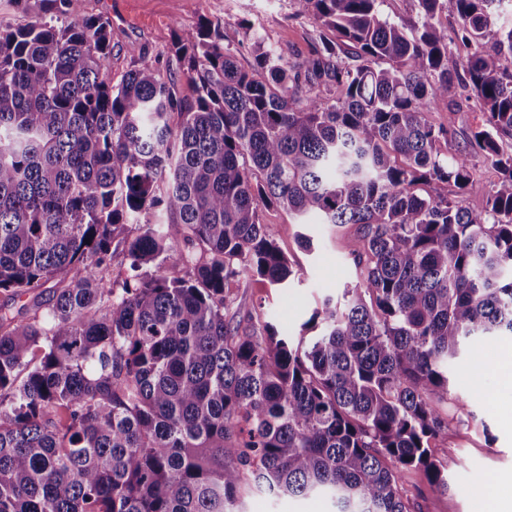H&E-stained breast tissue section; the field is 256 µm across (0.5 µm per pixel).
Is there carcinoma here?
<instances>
[{"label":"carcinoma","mask_w":512,"mask_h":512,"mask_svg":"<svg viewBox=\"0 0 512 512\" xmlns=\"http://www.w3.org/2000/svg\"><path fill=\"white\" fill-rule=\"evenodd\" d=\"M13 2L36 20L0 23V293L60 287L20 318L0 304V512H245L248 486L411 512L408 469L448 490L431 451L448 364L512 333L503 0H417L410 29L381 0H293L336 38L294 63L257 41L248 70L205 18L172 40L189 98L158 58L112 84L104 15ZM448 10L467 50L454 73ZM454 78L483 102L472 146L492 186L426 119ZM430 182L487 207L415 192ZM262 205L358 225L360 281L300 336L263 322L261 343L226 320L224 286L293 274Z\"/></svg>","instance_id":"1"}]
</instances>
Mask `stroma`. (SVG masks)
Returning <instances> with one entry per match:
<instances>
[{"mask_svg": "<svg viewBox=\"0 0 512 512\" xmlns=\"http://www.w3.org/2000/svg\"><path fill=\"white\" fill-rule=\"evenodd\" d=\"M99 13L112 22L110 77L116 84L132 66L130 45L145 48L152 57L167 56L174 30L195 28L204 17L223 25L245 69L252 63L254 36L297 61L309 53L318 35L317 24L298 15L293 0H70V16ZM481 113L475 95L455 83L427 119L453 129L450 140L439 142V151L451 158L466 156L476 176L490 184L497 181L498 170L471 147ZM260 217L274 231L293 277L285 288L257 276L231 280L226 315L245 326L269 319L280 333L295 336L325 297L340 298L345 286L355 284L353 248L359 230L353 224H298L276 206L261 208ZM306 236L311 246H304ZM511 347L512 333L506 331L480 337L449 367L448 397L438 404L448 428L433 443L435 457L448 468V490L436 491L422 471H405L402 485L412 512H512V497L502 495L486 504L479 497L484 481L500 484L512 477V383L502 366V356ZM460 400L466 404L462 413L456 408ZM245 501L247 512L331 509L320 498L277 497L254 488L246 490Z\"/></svg>", "mask_w": 512, "mask_h": 512, "instance_id": "1", "label": "stroma"}]
</instances>
